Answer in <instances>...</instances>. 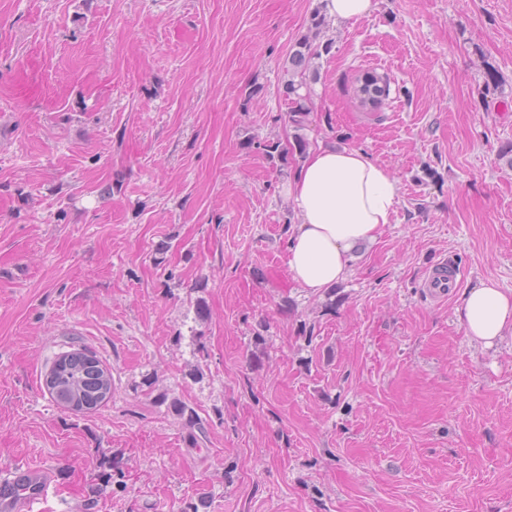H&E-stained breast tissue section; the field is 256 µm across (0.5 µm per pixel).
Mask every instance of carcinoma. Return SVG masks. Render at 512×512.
<instances>
[{
	"mask_svg": "<svg viewBox=\"0 0 512 512\" xmlns=\"http://www.w3.org/2000/svg\"><path fill=\"white\" fill-rule=\"evenodd\" d=\"M333 41L315 42L311 37L300 40L289 55V79L284 84L285 101L289 105V118L291 122L301 127L307 115L311 112L309 94L299 93V89L306 85V72L310 70L312 60L322 54H330ZM360 100L367 98L381 103L390 92V83L385 76L376 73H366L364 78L357 79L354 88ZM54 377L53 387L61 391H76L82 397L99 407L112 398V378L104 375L101 361L94 355L76 351L59 356L48 371ZM179 417L189 427L187 444L190 448H199L206 441L207 427L200 420L195 411L187 406L176 408Z\"/></svg>",
	"mask_w": 512,
	"mask_h": 512,
	"instance_id": "1",
	"label": "carcinoma"
}]
</instances>
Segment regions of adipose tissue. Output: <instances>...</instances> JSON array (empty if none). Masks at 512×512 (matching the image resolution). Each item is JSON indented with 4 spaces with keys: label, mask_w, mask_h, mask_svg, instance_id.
I'll use <instances>...</instances> for the list:
<instances>
[{
    "label": "adipose tissue",
    "mask_w": 512,
    "mask_h": 512,
    "mask_svg": "<svg viewBox=\"0 0 512 512\" xmlns=\"http://www.w3.org/2000/svg\"><path fill=\"white\" fill-rule=\"evenodd\" d=\"M298 217L288 268L317 293L344 280L354 249L377 240L391 223L398 186L386 166L361 150L322 145L311 150L289 181ZM460 319L472 341L490 347L512 332V292L488 279L464 294Z\"/></svg>",
    "instance_id": "ef3b65f1"
}]
</instances>
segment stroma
Masks as SVG:
<instances>
[{
  "label": "stroma",
  "mask_w": 512,
  "mask_h": 512,
  "mask_svg": "<svg viewBox=\"0 0 512 512\" xmlns=\"http://www.w3.org/2000/svg\"><path fill=\"white\" fill-rule=\"evenodd\" d=\"M377 2L328 17L296 128L282 86L322 0H0V468L54 472L42 512H512V335L458 313L512 291V0ZM367 71L391 79L375 112ZM299 137L399 187L319 294L288 272L299 161L261 148ZM76 349L112 375L93 411L43 386ZM462 280L459 272H448V262L443 260L428 274L425 288H428L434 296L445 299L450 292L460 287ZM459 311L466 335L486 347L512 332V291H503L492 279L465 293ZM176 412L190 429L187 437L188 447L200 448L206 441L207 427L202 420L197 417L192 408L180 405L176 408Z\"/></svg>",
  "instance_id": "stroma-1"
}]
</instances>
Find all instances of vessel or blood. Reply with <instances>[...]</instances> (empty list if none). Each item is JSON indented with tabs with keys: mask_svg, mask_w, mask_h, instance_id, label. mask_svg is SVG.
Returning <instances> with one entry per match:
<instances>
[{
	"mask_svg": "<svg viewBox=\"0 0 512 512\" xmlns=\"http://www.w3.org/2000/svg\"><path fill=\"white\" fill-rule=\"evenodd\" d=\"M461 283V274L449 270L444 261L439 262L425 280L426 288L441 299L459 288ZM53 482L52 472L42 467L18 464L0 469V512H33Z\"/></svg>",
	"mask_w": 512,
	"mask_h": 512,
	"instance_id": "vessel-or-blood-1",
	"label": "vessel or blood"
}]
</instances>
